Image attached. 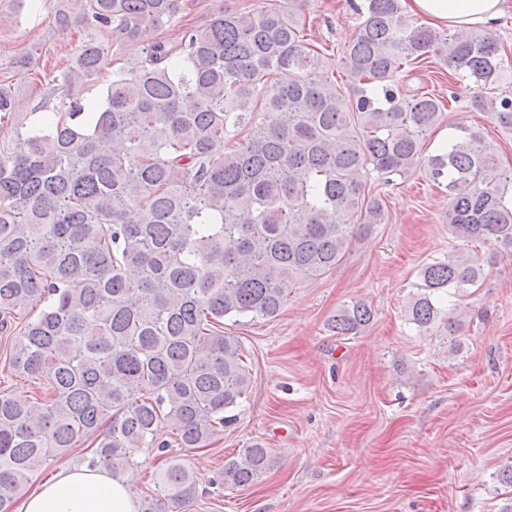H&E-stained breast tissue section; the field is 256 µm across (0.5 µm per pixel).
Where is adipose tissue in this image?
Listing matches in <instances>:
<instances>
[{"mask_svg": "<svg viewBox=\"0 0 512 512\" xmlns=\"http://www.w3.org/2000/svg\"><path fill=\"white\" fill-rule=\"evenodd\" d=\"M407 10L430 24L457 29L488 25L504 0H404ZM136 492L113 480L106 468L72 466L59 469L51 482L37 487L23 512H137Z\"/></svg>", "mask_w": 512, "mask_h": 512, "instance_id": "adipose-tissue-1", "label": "adipose tissue"}]
</instances>
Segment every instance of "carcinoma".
Returning <instances> with one entry per match:
<instances>
[{"instance_id":"1","label":"carcinoma","mask_w":512,"mask_h":512,"mask_svg":"<svg viewBox=\"0 0 512 512\" xmlns=\"http://www.w3.org/2000/svg\"><path fill=\"white\" fill-rule=\"evenodd\" d=\"M302 7L224 9L171 42L150 31L179 0H56V24L84 34L47 78L60 105L23 121L0 80L10 136L0 143V330L20 324L0 370L39 381L28 394L0 390V512L47 461L87 441V466L127 482L138 449L166 448L162 430L198 450L235 424L251 373L224 319L276 317L293 283L334 270L352 240L384 223L385 201L365 193L370 174L390 185L424 169L448 190L452 238L512 255V173L465 125L424 153L441 100L399 80L436 56L452 74L501 83L512 64L497 40L409 21L400 0H351L342 92L320 74L330 61L306 41ZM283 72L295 76L281 82ZM470 106L512 129V98ZM483 275L465 251L423 264L408 321L454 334L459 304L448 298ZM372 319L355 302L329 328L356 335ZM269 461L251 442L211 485L248 487ZM154 484L138 512L208 493L182 458Z\"/></svg>"}]
</instances>
